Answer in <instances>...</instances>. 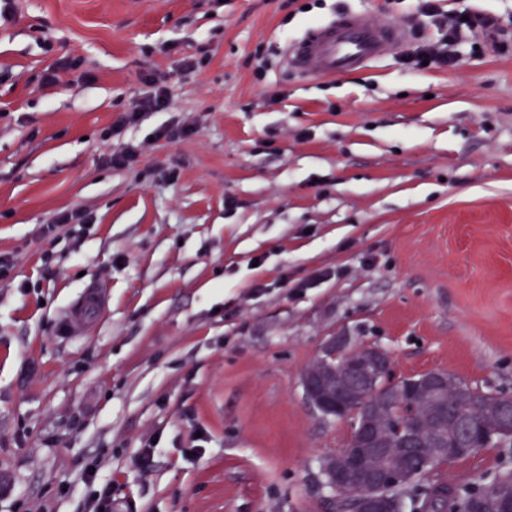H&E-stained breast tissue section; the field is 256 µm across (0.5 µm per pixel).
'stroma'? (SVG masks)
Wrapping results in <instances>:
<instances>
[{
    "mask_svg": "<svg viewBox=\"0 0 512 512\" xmlns=\"http://www.w3.org/2000/svg\"><path fill=\"white\" fill-rule=\"evenodd\" d=\"M417 6L0 0V512H93L106 486L112 512H333L320 464L352 422L302 375L338 333L512 394V27L452 68L404 64L411 39L330 78L279 60L340 14L406 28ZM151 76L170 110L124 124ZM71 210L87 231L43 234ZM93 288L103 312L70 325ZM502 468L512 447L440 476Z\"/></svg>",
    "mask_w": 512,
    "mask_h": 512,
    "instance_id": "35a3bbf8",
    "label": "stroma"
}]
</instances>
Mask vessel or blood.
Here are the masks:
<instances>
[{
    "label": "vessel or blood",
    "instance_id": "obj_1",
    "mask_svg": "<svg viewBox=\"0 0 512 512\" xmlns=\"http://www.w3.org/2000/svg\"><path fill=\"white\" fill-rule=\"evenodd\" d=\"M406 32L394 21H379L366 12L345 13L287 48L288 66L309 78L345 75L399 49Z\"/></svg>",
    "mask_w": 512,
    "mask_h": 512
}]
</instances>
